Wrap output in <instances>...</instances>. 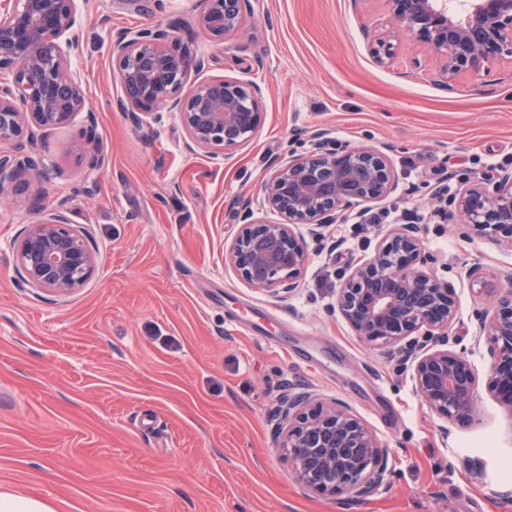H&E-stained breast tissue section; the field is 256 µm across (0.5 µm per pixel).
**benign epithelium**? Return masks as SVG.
Returning a JSON list of instances; mask_svg holds the SVG:
<instances>
[{
    "mask_svg": "<svg viewBox=\"0 0 512 512\" xmlns=\"http://www.w3.org/2000/svg\"><path fill=\"white\" fill-rule=\"evenodd\" d=\"M392 37L421 45L438 63L437 82L448 87L460 75L478 72L505 56L512 59V0H470L460 18L449 0H384ZM249 0H201L196 28L222 45L241 31ZM76 0H0V197L18 190L26 171L42 161L23 144L30 125L83 123L76 148H98L95 119L87 107L71 59ZM172 26L121 28L110 33L109 51L124 90L119 107L155 121L159 109L179 115L186 147L236 149L247 145L261 123L263 89L254 80L216 78L189 83L203 67L190 47L172 37ZM272 176L260 187V208L276 221L254 218L243 206V227L225 261L249 287L282 296L297 287L308 252L298 231L338 224L353 206L382 201L397 189L390 157L375 147H350L323 130L312 134V151L277 157ZM428 219L467 226L512 247V171L491 170L453 193L441 186ZM26 280L65 295L92 276L95 258L87 236L53 213L29 225L16 249ZM340 314L360 339L389 345L399 355L415 391L437 415L467 422L477 403L478 375L457 349L451 327L458 301L447 282L428 267L419 231L394 225L373 254L349 267L337 293ZM476 342L490 358L488 390L512 406V289L491 295L475 313ZM277 443L293 465L296 480L322 495L364 497L390 485L389 449L342 401L318 404L308 392L288 395L277 410Z\"/></svg>",
    "mask_w": 512,
    "mask_h": 512,
    "instance_id": "benign-epithelium-1",
    "label": "benign epithelium"
}]
</instances>
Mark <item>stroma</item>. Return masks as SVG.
Here are the masks:
<instances>
[{"label":"stroma","mask_w":512,"mask_h":512,"mask_svg":"<svg viewBox=\"0 0 512 512\" xmlns=\"http://www.w3.org/2000/svg\"><path fill=\"white\" fill-rule=\"evenodd\" d=\"M72 69L95 113L103 161L73 145L81 125L32 128L46 171L0 202V489L57 512H512V408L488 390L474 342L478 288L512 274V247L430 220L436 189L512 170V62L436 82L398 41L379 63L384 0H251L241 35L215 46L189 21L198 0H78ZM177 23L206 78L265 89L250 144L187 153L178 116L135 121L108 52L111 30ZM263 68H253L255 57ZM385 146L397 190L309 241L297 288H249L224 262L277 156L313 130ZM61 210L96 252L92 277L60 295L29 284L15 245ZM396 224H414L459 304L453 332L479 375L473 421L445 423L388 349L362 342L336 301L343 269ZM345 401L392 450L391 486L359 500L319 495L275 445L287 393Z\"/></svg>","instance_id":"obj_1"}]
</instances>
